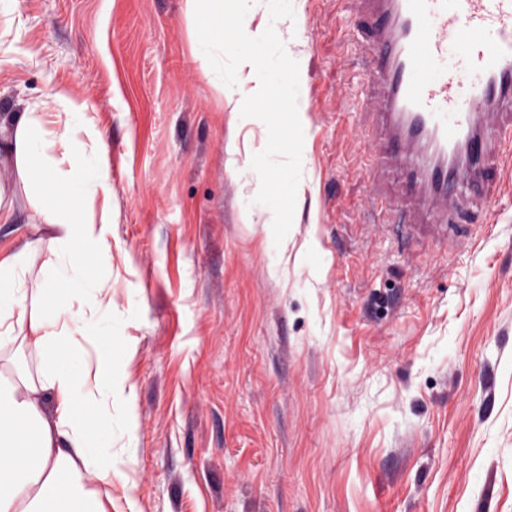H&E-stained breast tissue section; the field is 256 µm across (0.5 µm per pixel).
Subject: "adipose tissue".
<instances>
[{
	"mask_svg": "<svg viewBox=\"0 0 512 512\" xmlns=\"http://www.w3.org/2000/svg\"><path fill=\"white\" fill-rule=\"evenodd\" d=\"M203 18L214 32L195 50L226 105L238 97L265 99L271 78L286 72L288 54L272 31L295 16L298 0H272L253 24L249 0H236L240 45L223 52L224 0ZM43 113H24L0 125V165H12L32 195L59 190L49 214L34 224V240L0 252V340L11 338L32 349L43 363L37 382L0 377V512H109L104 501L83 496L88 483L112 477L115 437L125 434V416L113 414L112 358L121 346L101 353L112 334V309L104 281L88 273L92 255L108 244L109 222L83 221L80 202L87 188L111 197L104 165L107 147L64 163L43 137ZM47 265L36 266L41 252ZM53 398L52 411L40 406Z\"/></svg>",
	"mask_w": 512,
	"mask_h": 512,
	"instance_id": "ef3b65f1",
	"label": "adipose tissue"
}]
</instances>
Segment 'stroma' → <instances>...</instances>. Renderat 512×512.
Here are the masks:
<instances>
[{
    "label": "stroma",
    "mask_w": 512,
    "mask_h": 512,
    "mask_svg": "<svg viewBox=\"0 0 512 512\" xmlns=\"http://www.w3.org/2000/svg\"><path fill=\"white\" fill-rule=\"evenodd\" d=\"M209 0H0V123L63 91L93 105L112 217L92 270L125 352L112 411L137 457L90 484L112 512H512V150L461 209L469 236L416 252L394 231L359 0H300L283 28L302 76L273 129L238 128L193 56ZM288 227L279 277L240 212L255 153ZM318 250L317 261L306 256ZM284 170L289 183L296 189H303L311 182V168L306 156L301 152H288V148L280 152V158L274 159Z\"/></svg>",
    "instance_id": "1"
}]
</instances>
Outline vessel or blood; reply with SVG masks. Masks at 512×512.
<instances>
[{
	"instance_id": "b4317fda",
	"label": "vessel or blood",
	"mask_w": 512,
	"mask_h": 512,
	"mask_svg": "<svg viewBox=\"0 0 512 512\" xmlns=\"http://www.w3.org/2000/svg\"><path fill=\"white\" fill-rule=\"evenodd\" d=\"M360 2L381 105L374 168L395 173L401 207L427 203L455 228L465 185L512 139V0Z\"/></svg>"
}]
</instances>
